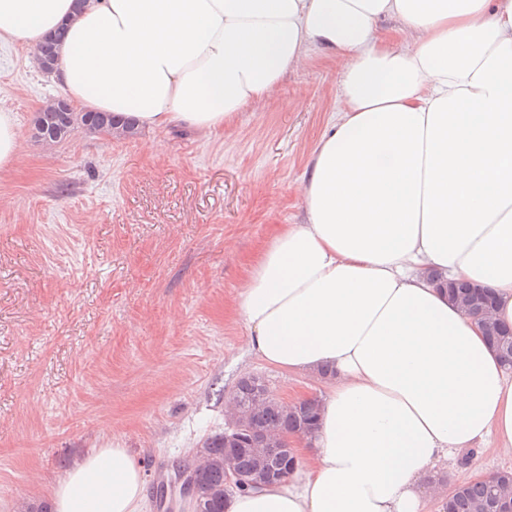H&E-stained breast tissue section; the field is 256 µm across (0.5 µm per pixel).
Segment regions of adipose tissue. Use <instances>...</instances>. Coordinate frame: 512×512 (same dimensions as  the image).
Returning a JSON list of instances; mask_svg holds the SVG:
<instances>
[{"mask_svg":"<svg viewBox=\"0 0 512 512\" xmlns=\"http://www.w3.org/2000/svg\"><path fill=\"white\" fill-rule=\"evenodd\" d=\"M69 99L211 133L314 52L342 70L302 188L237 300L265 363L324 381L288 480L226 512H426L436 463L512 451V375L432 273L489 288L512 325V0H0V40L58 27ZM54 512H147L124 448L51 487Z\"/></svg>","mask_w":512,"mask_h":512,"instance_id":"obj_1","label":"adipose tissue"}]
</instances>
